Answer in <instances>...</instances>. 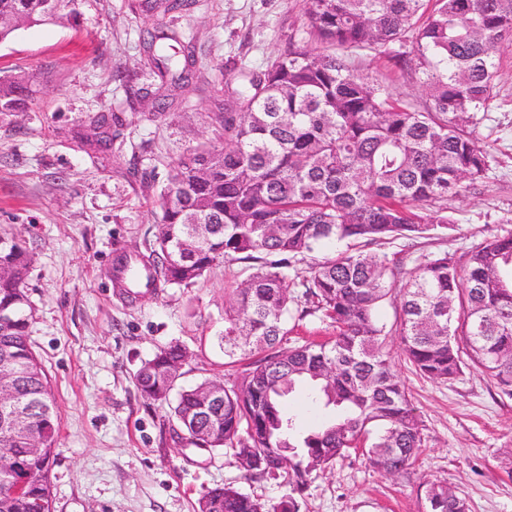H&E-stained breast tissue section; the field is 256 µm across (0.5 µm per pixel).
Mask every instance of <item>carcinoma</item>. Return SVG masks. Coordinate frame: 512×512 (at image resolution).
<instances>
[{"label": "carcinoma", "instance_id": "1", "mask_svg": "<svg viewBox=\"0 0 512 512\" xmlns=\"http://www.w3.org/2000/svg\"><path fill=\"white\" fill-rule=\"evenodd\" d=\"M81 0H0V43L23 27L69 22ZM306 0L315 53L288 41L266 69L242 68L224 90L220 142L190 148L169 165L157 204L155 244L146 255L116 257L115 285L139 272L146 288H188L216 262L244 264L246 278L224 307L220 345L232 358L259 350L240 384L202 409L205 379L182 387L186 347L171 342L141 361V396L166 406L181 443L223 450L247 481H278L291 494L265 502L228 484L206 490L197 512H299L313 475L352 452L379 473L414 466L423 428L394 373L388 336H399L405 360L440 382L477 369L512 399V233L474 244L459 259L426 256L411 268L368 248L412 241L448 228V197L483 179L488 153L469 131L493 99L497 61L512 49V0ZM180 0L143 5L157 18L147 61L170 91L186 68L166 54L179 33L163 18ZM406 48L429 103L401 104L388 87L356 72L353 50ZM21 82L0 78V112L20 105ZM95 143L112 149L105 115L92 121ZM332 254L305 270V255ZM136 265H131L130 260ZM31 255L0 234V375L8 379L42 447L0 420V512H53L51 466L59 415L47 375L32 347L34 308L25 279ZM401 282V312L386 329L378 317ZM302 288L301 296L290 288ZM321 314L331 340L287 345L289 320ZM324 412L321 424L296 430L285 399L297 386ZM425 512H468L465 499L423 479Z\"/></svg>", "mask_w": 512, "mask_h": 512}]
</instances>
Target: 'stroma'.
Wrapping results in <instances>:
<instances>
[{"instance_id": "1", "label": "stroma", "mask_w": 512, "mask_h": 512, "mask_svg": "<svg viewBox=\"0 0 512 512\" xmlns=\"http://www.w3.org/2000/svg\"><path fill=\"white\" fill-rule=\"evenodd\" d=\"M142 0H83L76 20L25 27L0 43V77L21 80L18 110L0 112V233L31 253L26 288L35 309L34 349L60 414L51 469L54 512H194L205 489L232 483L270 502L289 494L273 481L250 482L223 451L162 439L163 408L147 404L134 374L171 341L190 352L182 384L240 383L250 359L228 362L217 344L226 289L244 279L221 262L189 288H167L129 305L112 284L119 252H145L158 232L154 201L168 165L212 138L224 110L225 80L255 70L289 41L314 51L305 0H189L167 16L194 55V78L177 102L153 107L158 78L145 68ZM396 46L358 52L351 63L423 106L428 96ZM119 114L110 155L87 144L89 116ZM474 136L489 168L474 189L448 201V231L382 245L413 267L423 257L461 256L484 238L512 231V51L501 55L488 111ZM394 368L424 424V448L411 474L390 478L359 454L314 476L300 512H421L423 478L447 483L469 512H512V400L471 370L437 383L401 359Z\"/></svg>"}]
</instances>
